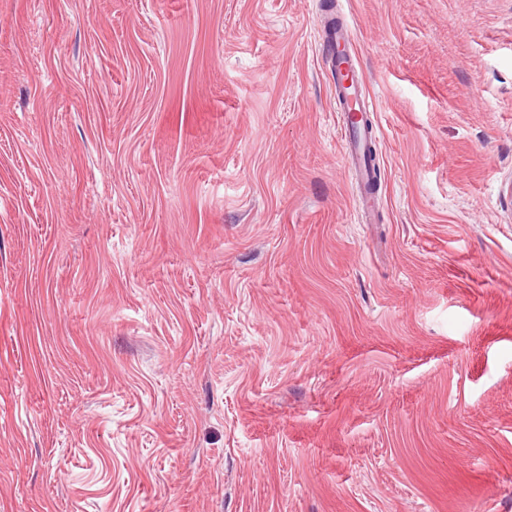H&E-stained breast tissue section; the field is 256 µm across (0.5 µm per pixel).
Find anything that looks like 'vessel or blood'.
Masks as SVG:
<instances>
[{"label":"vessel or blood","instance_id":"b4317fda","mask_svg":"<svg viewBox=\"0 0 512 512\" xmlns=\"http://www.w3.org/2000/svg\"><path fill=\"white\" fill-rule=\"evenodd\" d=\"M325 49L331 75L337 80V111L361 112L365 115L364 120L356 124L343 122L341 139L346 173L356 189L358 217L362 223L367 224L371 221V212L376 202L370 187L380 176L377 162L370 158V150L377 137V127L370 117L374 105L366 91L364 78L358 70L355 39L349 23L327 22Z\"/></svg>","mask_w":512,"mask_h":512}]
</instances>
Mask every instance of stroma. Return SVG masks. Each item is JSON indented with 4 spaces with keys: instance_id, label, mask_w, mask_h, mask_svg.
Listing matches in <instances>:
<instances>
[{
    "instance_id": "stroma-1",
    "label": "stroma",
    "mask_w": 512,
    "mask_h": 512,
    "mask_svg": "<svg viewBox=\"0 0 512 512\" xmlns=\"http://www.w3.org/2000/svg\"><path fill=\"white\" fill-rule=\"evenodd\" d=\"M0 0V512H512V0ZM325 49L328 55L331 75L336 79V112H363L366 118L357 125L349 119L341 125L345 169L348 178L356 189L358 217L363 224L373 223L371 212L375 206L377 194L370 186L375 179L380 181V168L371 160L370 150L377 138V127L371 118L375 112L373 102L366 91V83L358 70L359 60L355 47L352 28L347 22L334 23L328 19L325 26ZM342 71L351 73L349 84L340 77Z\"/></svg>"
}]
</instances>
